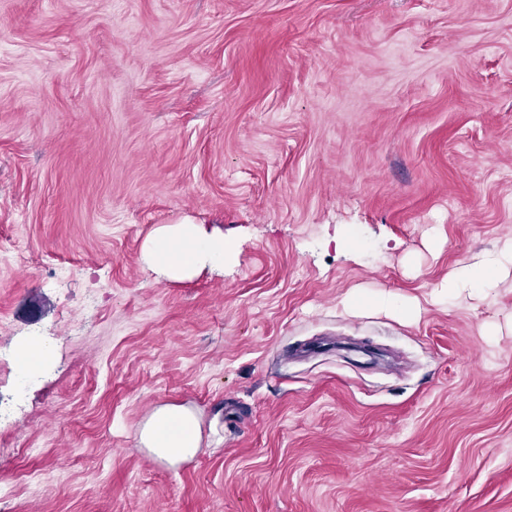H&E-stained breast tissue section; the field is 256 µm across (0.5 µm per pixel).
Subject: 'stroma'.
<instances>
[{
	"label": "stroma",
	"mask_w": 512,
	"mask_h": 512,
	"mask_svg": "<svg viewBox=\"0 0 512 512\" xmlns=\"http://www.w3.org/2000/svg\"><path fill=\"white\" fill-rule=\"evenodd\" d=\"M509 239L512 0H0V512H512ZM145 263L179 281L191 278L203 261L224 264V237L209 234L201 224H165L146 240ZM509 262L512 265V241L499 251L477 256L471 262L456 268L440 288L446 295L467 289L479 292L487 287L493 273ZM138 441L141 448L170 465L191 460L203 448L200 418L190 407L160 406L140 426Z\"/></svg>",
	"instance_id": "35a3bbf8"
}]
</instances>
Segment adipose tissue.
I'll use <instances>...</instances> for the list:
<instances>
[{
    "mask_svg": "<svg viewBox=\"0 0 512 512\" xmlns=\"http://www.w3.org/2000/svg\"><path fill=\"white\" fill-rule=\"evenodd\" d=\"M145 263L179 281L191 278L202 262L224 261V240L209 234L198 224H165L147 239ZM512 263V242L501 250L475 257L456 268L442 285L445 294L462 290L480 291L493 273ZM141 447L157 459L176 465L193 459L203 446L197 412L182 405L155 408L139 429Z\"/></svg>",
    "mask_w": 512,
    "mask_h": 512,
    "instance_id": "obj_1",
    "label": "adipose tissue"
}]
</instances>
